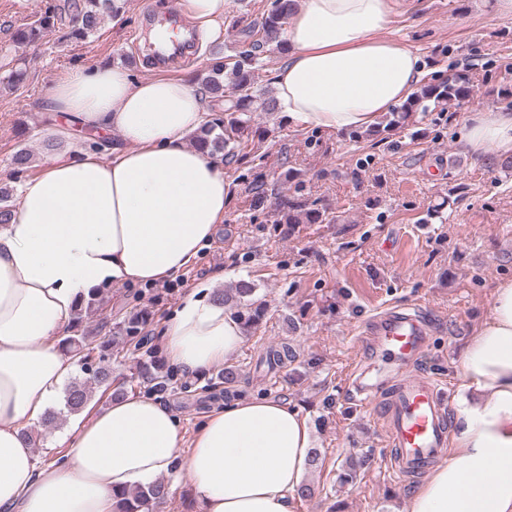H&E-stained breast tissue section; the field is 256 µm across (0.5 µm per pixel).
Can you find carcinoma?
<instances>
[{
  "label": "carcinoma",
  "instance_id": "carcinoma-1",
  "mask_svg": "<svg viewBox=\"0 0 512 512\" xmlns=\"http://www.w3.org/2000/svg\"><path fill=\"white\" fill-rule=\"evenodd\" d=\"M295 10V0H273L270 11L262 18L260 26L244 31L245 39L249 40V48L233 56L218 57L209 67L206 76L200 79L203 90L213 99H224L226 94L234 95L224 115L207 121L193 139L194 147L212 155L224 154V149L253 133L252 112H275L278 110L277 100L273 97L260 98L256 94L257 75L253 61L256 52L261 48L274 45L285 48L282 39L289 21ZM119 14L115 0H82L79 5L78 23L72 28L70 37L83 41L95 33L106 17ZM57 15L50 9L39 13L38 18L30 25L17 31L19 41H35L55 28ZM474 94L468 77L454 74L444 82L425 86L404 103L392 110L386 128L392 129L405 123L412 112H427L430 106L455 107ZM328 221L326 211L319 208L305 209L300 204L288 206L284 215L286 224H323ZM254 284L241 281L234 294L216 293L223 303L235 302L245 330L249 331L257 325L266 313V304L253 298ZM100 291L95 290L80 298L74 310L70 334L60 340L63 351L71 355L80 367L82 377L72 381L65 390V407L71 413L82 411L90 402L93 389L101 388L109 392V398L126 395L123 387L112 388V345L123 344L137 352L143 350L146 336L143 335L144 320L133 315L124 323L125 336L118 342L107 336L96 337L85 326L86 320L102 311ZM156 362L154 352L144 350L138 361L137 377L154 381ZM169 484L163 480H155L150 484L123 490L114 495V512H156L159 504L169 496Z\"/></svg>",
  "mask_w": 512,
  "mask_h": 512
}]
</instances>
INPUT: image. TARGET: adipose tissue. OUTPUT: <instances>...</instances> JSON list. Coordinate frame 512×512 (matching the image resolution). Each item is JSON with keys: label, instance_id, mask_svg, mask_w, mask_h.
<instances>
[{"label": "adipose tissue", "instance_id": "adipose-tissue-1", "mask_svg": "<svg viewBox=\"0 0 512 512\" xmlns=\"http://www.w3.org/2000/svg\"><path fill=\"white\" fill-rule=\"evenodd\" d=\"M392 2L297 0L273 79L289 123L366 128L421 87V56L382 36ZM50 106L60 115L52 136L115 131L122 142L111 160L82 149L27 176L0 225V512H112L115 492L177 465L193 477L199 512H294L311 437L300 410L273 397L224 404L188 441L160 401L128 396L72 429L65 464H37L28 435L75 366L59 340L79 295L187 269L211 245L229 193L220 161L188 144L207 101L186 76L78 66L52 86ZM463 146L512 156V112H475ZM163 326L168 361L191 376L232 361L244 343L209 282ZM460 363L448 461L412 492L408 512H512V279L497 282Z\"/></svg>", "mask_w": 512, "mask_h": 512}]
</instances>
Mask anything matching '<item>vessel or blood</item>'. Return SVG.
<instances>
[{
    "label": "vessel or blood",
    "instance_id": "vessel-or-blood-1",
    "mask_svg": "<svg viewBox=\"0 0 512 512\" xmlns=\"http://www.w3.org/2000/svg\"><path fill=\"white\" fill-rule=\"evenodd\" d=\"M167 23V30L160 33L147 60L148 66L156 71L168 69L189 56L191 39L179 34L182 17L176 0L169 5ZM370 333L385 364L408 365L424 347V325L413 315L388 313L371 321ZM373 403L387 423L392 477L401 479L411 473H424L443 458L448 446L447 403L430 379L393 380Z\"/></svg>",
    "mask_w": 512,
    "mask_h": 512
}]
</instances>
